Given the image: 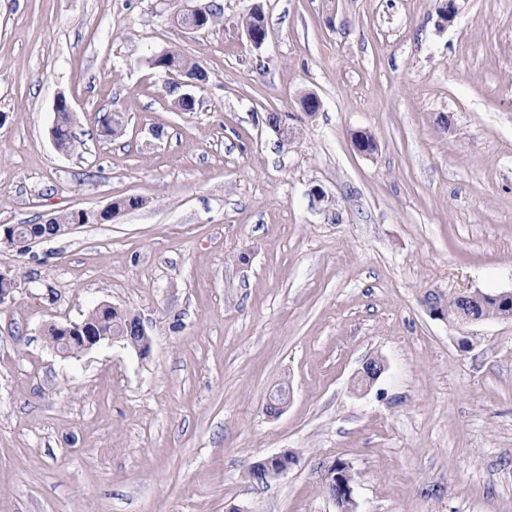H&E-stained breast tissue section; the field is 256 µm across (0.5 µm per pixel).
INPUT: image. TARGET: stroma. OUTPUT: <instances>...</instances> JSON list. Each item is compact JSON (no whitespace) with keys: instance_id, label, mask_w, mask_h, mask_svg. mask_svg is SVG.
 I'll return each mask as SVG.
<instances>
[{"instance_id":"stroma-1","label":"stroma","mask_w":512,"mask_h":512,"mask_svg":"<svg viewBox=\"0 0 512 512\" xmlns=\"http://www.w3.org/2000/svg\"><path fill=\"white\" fill-rule=\"evenodd\" d=\"M210 2L0 0V224L143 201L0 244V512H339L336 459L356 512H512V319L464 351L422 304L512 290V0L448 22L441 0H218L215 26L175 23ZM164 50L206 71L195 111L149 67ZM306 91L320 111L278 143L266 114ZM101 303L141 319L148 356L56 352L45 330ZM286 450L284 479L249 481ZM244 27H250L252 32L264 35L267 33L265 16L260 6H254L245 18ZM249 29H245V35L249 43L255 48L260 49L266 40V37H259L252 33ZM65 105L72 111L70 103L65 97L59 96L55 102L54 110L57 112V108ZM71 112L66 110L64 107L58 109L56 122L51 130V135L54 139L56 147L62 153H70L75 149V139L71 131ZM279 455H280V453L268 456L269 457L268 459H272V460H266L265 458H262V459L257 460L256 462H254L255 464L252 466V468L250 467V469H249L250 479L257 484L268 483L269 481L272 480V479H268V480L265 479L268 475L269 469L273 470V471H279L281 469H284V470L279 471L276 474V479H280L283 476H285L288 473V469H285V468H289L292 464H294L296 457L294 456V454L288 453V451L285 452V454L282 457L277 458ZM259 462H264V463L258 465L257 463H259Z\"/></svg>"}]
</instances>
